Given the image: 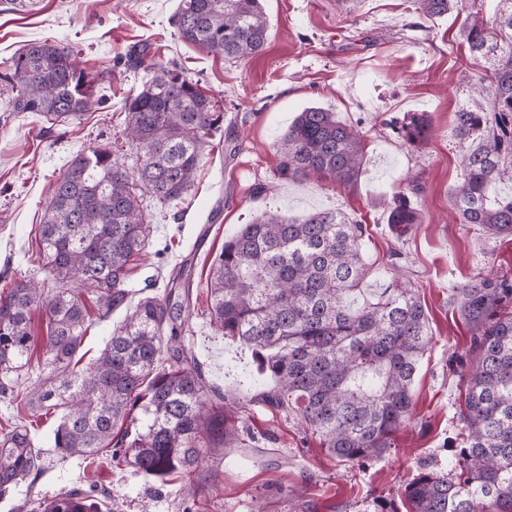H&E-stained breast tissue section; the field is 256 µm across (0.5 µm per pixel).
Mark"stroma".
I'll return each mask as SVG.
<instances>
[{"mask_svg":"<svg viewBox=\"0 0 512 512\" xmlns=\"http://www.w3.org/2000/svg\"><path fill=\"white\" fill-rule=\"evenodd\" d=\"M178 0H36L33 11H6L0 2V57L26 44L73 48L95 76L97 106L80 117L49 122L12 115L0 127V295L16 280L41 281L38 224L46 200L69 161L91 147H117L125 166L136 151L125 128L124 97L145 71L114 66L116 55L147 49L156 63L178 66L219 102L224 122L210 139L195 183L184 199L163 207L144 197L152 217L145 250L130 264L129 305L159 296L172 271L191 261V315L183 341L206 379L227 400L224 414L239 430L230 448H201L197 467L163 479L112 461L110 453L60 459L44 442L58 417L26 402L0 399V435L27 424L43 445L37 476L0 496V512H40L66 490L96 497L101 512H362L375 497L402 507L407 483L426 465H448V439L459 430L456 377L448 358L469 347L470 331L451 306V289L478 272L512 273V240L480 233L455 220L451 190L461 178L454 114L489 107L481 73L462 39L466 16L480 11L494 24L504 0H456L441 18L417 12L411 0H263L269 22L265 53L229 60L179 39ZM321 106L362 131L366 156L357 188L310 179H277L276 142L303 108ZM429 118L435 135L408 143L397 129L413 116ZM423 216L405 236L386 222L392 197L410 193ZM341 210L366 224L363 296L386 287L394 270L420 297L432 341L413 385V407L390 452L365 464L342 462L321 448L297 416L253 403L272 387L251 350L216 330L207 283L225 240L257 215L303 216ZM32 346L19 383H36L49 343L44 309L31 314ZM192 495H184L185 487Z\"/></svg>","mask_w":512,"mask_h":512,"instance_id":"1","label":"stroma"}]
</instances>
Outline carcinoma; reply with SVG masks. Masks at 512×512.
<instances>
[{"instance_id": "obj_1", "label": "carcinoma", "mask_w": 512, "mask_h": 512, "mask_svg": "<svg viewBox=\"0 0 512 512\" xmlns=\"http://www.w3.org/2000/svg\"><path fill=\"white\" fill-rule=\"evenodd\" d=\"M414 5L439 18L452 0ZM175 26L181 39L228 59L260 55L268 40L262 0H179ZM463 34L473 59L489 63L481 82L491 107L455 114L461 168L455 210L461 224L512 237V195L495 194L498 183H512V9L493 29L479 12L469 13ZM125 60L151 73L124 97L137 163L130 172L109 149H88L56 182L40 227L54 286L23 278L0 296V397L15 398L31 347V311L42 305L50 324L47 374L26 396L32 407L61 414L51 447L63 458L110 448L144 476L162 478L198 463L217 423L211 410L224 401L182 344L190 267L171 275L163 297L141 298L83 367L90 327L84 294L106 314L126 303L129 264L151 236L142 196L161 205L182 200L224 116L182 71L143 54ZM95 104V79L63 44L33 42L0 59V112L61 122ZM401 131L417 143L431 136L432 125L420 115ZM277 156L281 179L316 177L353 189L364 144L336 113L309 106L280 138ZM387 223L403 235L422 216L403 194L389 203ZM366 234L365 225L337 210L301 219L265 214L224 241L208 284L211 323L260 355L274 381L254 400L295 413L321 447L351 463L393 448L432 341L425 308L401 279L361 304L351 300L367 272ZM450 301L471 333L466 356L448 358L461 432L448 441V468L425 469L406 486V509L512 512V276L479 272L452 289ZM41 454L24 424L1 436L0 495L38 473ZM42 512H100V503L67 490Z\"/></svg>"}]
</instances>
